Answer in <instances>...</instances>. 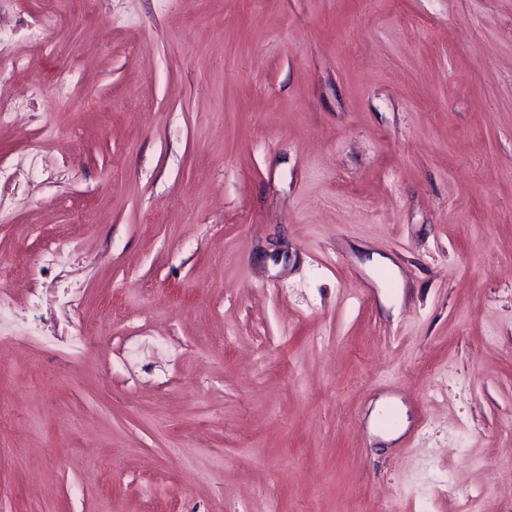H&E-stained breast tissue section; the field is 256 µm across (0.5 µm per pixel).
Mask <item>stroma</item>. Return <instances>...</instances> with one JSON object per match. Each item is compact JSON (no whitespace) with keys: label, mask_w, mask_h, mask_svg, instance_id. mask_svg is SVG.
Here are the masks:
<instances>
[{"label":"stroma","mask_w":512,"mask_h":512,"mask_svg":"<svg viewBox=\"0 0 512 512\" xmlns=\"http://www.w3.org/2000/svg\"><path fill=\"white\" fill-rule=\"evenodd\" d=\"M0 89V512H512V0H0Z\"/></svg>","instance_id":"obj_1"}]
</instances>
